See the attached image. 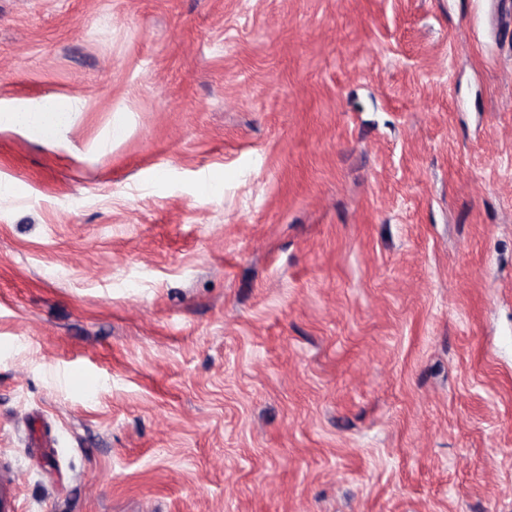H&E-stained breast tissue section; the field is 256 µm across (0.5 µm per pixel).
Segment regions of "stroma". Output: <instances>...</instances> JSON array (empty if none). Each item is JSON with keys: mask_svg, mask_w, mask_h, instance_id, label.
<instances>
[{"mask_svg": "<svg viewBox=\"0 0 512 512\" xmlns=\"http://www.w3.org/2000/svg\"><path fill=\"white\" fill-rule=\"evenodd\" d=\"M497 2L0 0L8 512H512ZM71 105L56 98H48L42 112H2L0 127L19 129L36 138L52 136L67 127L73 117Z\"/></svg>", "mask_w": 512, "mask_h": 512, "instance_id": "35a3bbf8", "label": "stroma"}]
</instances>
